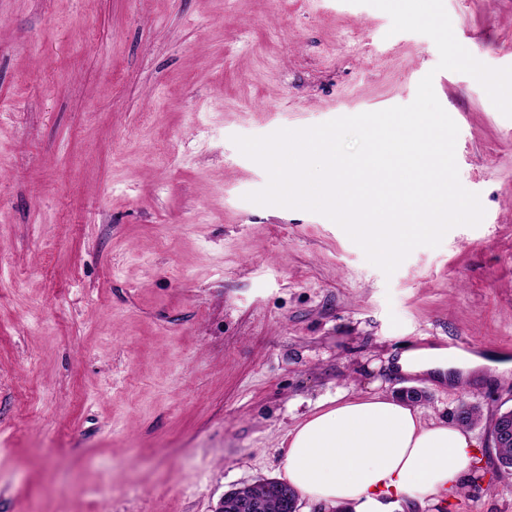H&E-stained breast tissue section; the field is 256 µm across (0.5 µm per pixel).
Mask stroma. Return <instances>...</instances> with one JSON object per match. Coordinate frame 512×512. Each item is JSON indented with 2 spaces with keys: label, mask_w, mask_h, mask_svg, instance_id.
I'll list each match as a JSON object with an SVG mask.
<instances>
[{
  "label": "stroma",
  "mask_w": 512,
  "mask_h": 512,
  "mask_svg": "<svg viewBox=\"0 0 512 512\" xmlns=\"http://www.w3.org/2000/svg\"><path fill=\"white\" fill-rule=\"evenodd\" d=\"M459 43L512 66V0H444ZM352 0H0V512H214L277 477L339 395L512 409V118L423 34ZM459 128L485 210L392 276L330 219L247 201L233 136L410 104ZM486 375L388 365L427 341ZM482 478L419 512H512Z\"/></svg>",
  "instance_id": "35a3bbf8"
}]
</instances>
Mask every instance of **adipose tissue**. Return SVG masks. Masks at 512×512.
I'll list each match as a JSON object with an SVG mask.
<instances>
[{"instance_id": "1", "label": "adipose tissue", "mask_w": 512, "mask_h": 512, "mask_svg": "<svg viewBox=\"0 0 512 512\" xmlns=\"http://www.w3.org/2000/svg\"><path fill=\"white\" fill-rule=\"evenodd\" d=\"M466 364L420 350L402 353L391 369L398 377ZM478 442L448 421L424 423L419 407L392 396H340L288 435L281 479L324 512H383L455 493L472 475Z\"/></svg>"}]
</instances>
